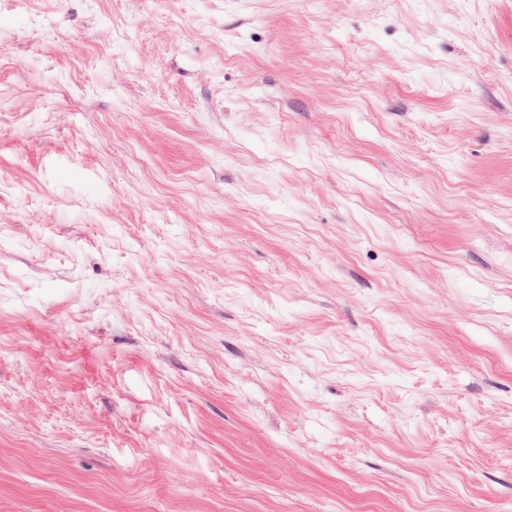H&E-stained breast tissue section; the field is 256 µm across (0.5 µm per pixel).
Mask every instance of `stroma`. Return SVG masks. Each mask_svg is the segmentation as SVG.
I'll list each match as a JSON object with an SVG mask.
<instances>
[{"instance_id": "obj_1", "label": "stroma", "mask_w": 512, "mask_h": 512, "mask_svg": "<svg viewBox=\"0 0 512 512\" xmlns=\"http://www.w3.org/2000/svg\"><path fill=\"white\" fill-rule=\"evenodd\" d=\"M512 0H0V512H504Z\"/></svg>"}]
</instances>
